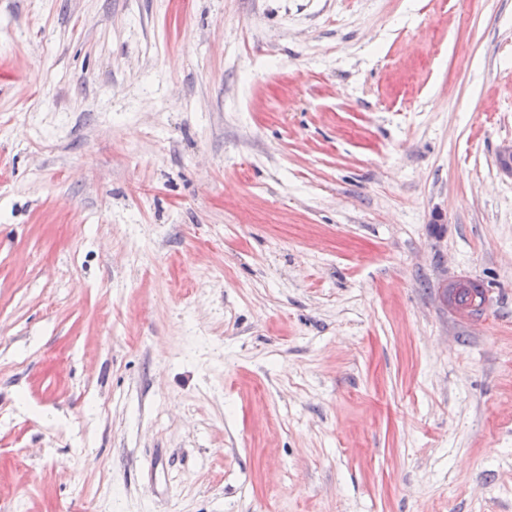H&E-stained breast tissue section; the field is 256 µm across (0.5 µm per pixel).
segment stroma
Returning a JSON list of instances; mask_svg holds the SVG:
<instances>
[{
    "label": "stroma",
    "instance_id": "1",
    "mask_svg": "<svg viewBox=\"0 0 512 512\" xmlns=\"http://www.w3.org/2000/svg\"><path fill=\"white\" fill-rule=\"evenodd\" d=\"M508 142L512 0H0V512H512Z\"/></svg>",
    "mask_w": 512,
    "mask_h": 512
}]
</instances>
